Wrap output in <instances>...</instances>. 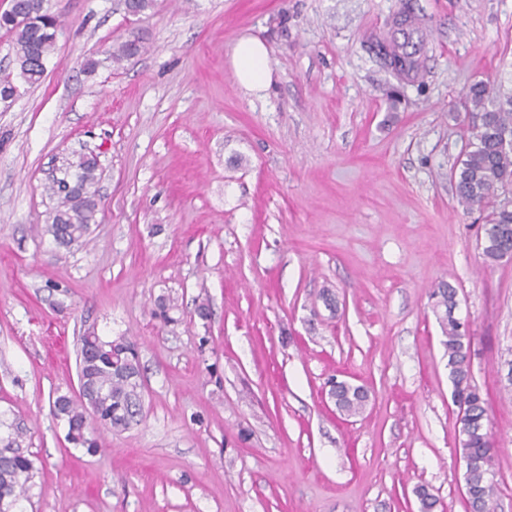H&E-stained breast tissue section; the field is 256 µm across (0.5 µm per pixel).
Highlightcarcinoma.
Listing matches in <instances>:
<instances>
[{
	"label": "carcinoma",
	"mask_w": 512,
	"mask_h": 512,
	"mask_svg": "<svg viewBox=\"0 0 512 512\" xmlns=\"http://www.w3.org/2000/svg\"><path fill=\"white\" fill-rule=\"evenodd\" d=\"M44 0H16L14 9L0 15V28L13 34V49L18 76L28 84L38 82L44 66L38 65L51 52L59 28V19L43 6ZM419 30L410 6L395 18L392 32L377 42V54L402 64L406 74H415L417 50H408L410 33ZM145 41L127 38L116 44L109 60L116 66L142 54ZM481 111L479 123L472 129L469 150L454 175L455 196L459 205L487 210L484 228V256L499 261L512 254V208L499 201L498 189L512 184V95L492 96L483 82L469 88L463 106ZM74 182L92 186L100 178V165L93 156L76 164ZM57 196L49 213L46 232L56 243L70 246L84 238L97 222L95 200L73 191L63 193L50 187ZM433 311L447 337L448 368L456 403L464 408L460 418L459 450L465 462V487L471 512H492L497 491L494 467L495 450L487 426V408L478 387L472 383L470 343L467 328L453 315L456 290L441 283L430 292ZM140 362L135 344L125 339L106 340L95 331L81 336L78 380L84 390L73 398L60 394L52 399L51 411L67 426L66 440L89 453L99 450V435L90 431L88 419L97 429L123 431L140 421L142 392ZM363 387L338 383L332 392L341 401L343 414H360L366 402ZM24 431L14 428L7 443L0 448V512H20V501L28 498L33 479L39 473L40 460L20 451Z\"/></svg>",
	"instance_id": "1"
}]
</instances>
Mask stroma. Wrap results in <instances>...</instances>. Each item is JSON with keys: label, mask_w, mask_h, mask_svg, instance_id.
<instances>
[{"label": "stroma", "mask_w": 512, "mask_h": 512, "mask_svg": "<svg viewBox=\"0 0 512 512\" xmlns=\"http://www.w3.org/2000/svg\"><path fill=\"white\" fill-rule=\"evenodd\" d=\"M407 0H45L55 47L0 100V437L44 460L23 512H467L445 337L447 282L488 404L512 512V257L483 254L482 211L455 200L484 82L512 93V0H408L422 69L376 55ZM139 57L107 56L130 32ZM269 50L264 91L230 55ZM97 61L88 70V61ZM96 153L84 242L45 231L52 176ZM174 300L177 323L159 315ZM206 304V317L197 307ZM136 344L143 419L90 454L56 395L78 392L86 329ZM363 386V414L328 395ZM231 63L241 86L249 91L265 90L271 81L268 50L263 41L245 37L234 46Z\"/></svg>", "instance_id": "obj_1"}]
</instances>
